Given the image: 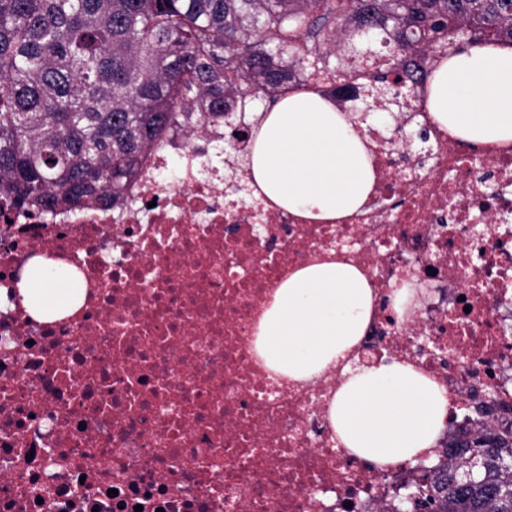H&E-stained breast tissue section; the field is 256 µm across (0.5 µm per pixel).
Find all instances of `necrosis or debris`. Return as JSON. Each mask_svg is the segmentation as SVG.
Returning a JSON list of instances; mask_svg holds the SVG:
<instances>
[{"instance_id": "obj_1", "label": "necrosis or debris", "mask_w": 512, "mask_h": 512, "mask_svg": "<svg viewBox=\"0 0 512 512\" xmlns=\"http://www.w3.org/2000/svg\"><path fill=\"white\" fill-rule=\"evenodd\" d=\"M410 101L420 163L367 129L376 183L334 222L226 199L223 131L183 127L119 209L0 215V512H402L450 438L512 427V147H464L421 86ZM36 257L82 278L75 311L41 322L22 306ZM327 259L376 293L351 363L395 358L448 392L416 464L347 455L328 421L338 371L292 382L255 351L273 291ZM407 277L424 294L400 317L389 296Z\"/></svg>"}]
</instances>
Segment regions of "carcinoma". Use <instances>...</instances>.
I'll return each mask as SVG.
<instances>
[{
	"label": "carcinoma",
	"mask_w": 512,
	"mask_h": 512,
	"mask_svg": "<svg viewBox=\"0 0 512 512\" xmlns=\"http://www.w3.org/2000/svg\"><path fill=\"white\" fill-rule=\"evenodd\" d=\"M469 43L512 44V0H0V200L116 207L142 158L192 123L288 93L293 72L360 80L370 111ZM379 37L385 50L362 49ZM429 512H512V432L459 445Z\"/></svg>",
	"instance_id": "obj_1"
}]
</instances>
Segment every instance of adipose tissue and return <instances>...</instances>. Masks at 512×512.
Masks as SVG:
<instances>
[{
	"label": "adipose tissue",
	"instance_id": "adipose-tissue-1",
	"mask_svg": "<svg viewBox=\"0 0 512 512\" xmlns=\"http://www.w3.org/2000/svg\"><path fill=\"white\" fill-rule=\"evenodd\" d=\"M433 122L473 144H512V46L468 45L444 60L428 88ZM360 115L317 93L279 98L262 113L245 157L253 196H265L315 221L343 218L369 197L375 170ZM72 292L51 261L37 259L20 285L36 319ZM375 293L356 266L323 262L296 269L275 290L256 330L265 365L288 379L313 382L338 366L342 377L329 418L343 448L380 466L413 462L434 448L448 417L447 391L397 360L356 368L346 360L360 342Z\"/></svg>",
	"mask_w": 512,
	"mask_h": 512
}]
</instances>
